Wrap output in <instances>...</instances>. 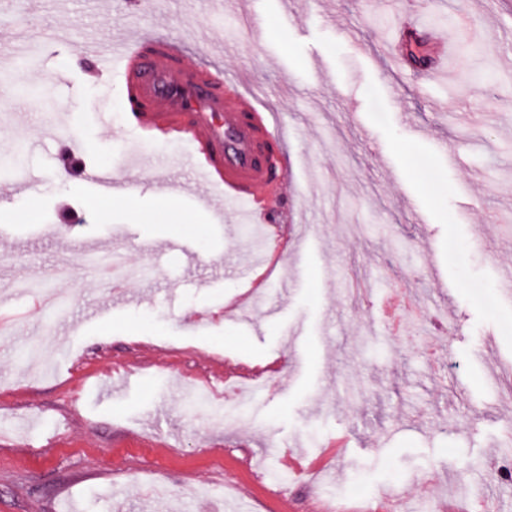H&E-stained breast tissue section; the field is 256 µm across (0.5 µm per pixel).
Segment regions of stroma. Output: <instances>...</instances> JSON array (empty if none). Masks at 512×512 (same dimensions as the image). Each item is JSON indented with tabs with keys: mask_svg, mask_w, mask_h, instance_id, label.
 <instances>
[{
	"mask_svg": "<svg viewBox=\"0 0 512 512\" xmlns=\"http://www.w3.org/2000/svg\"><path fill=\"white\" fill-rule=\"evenodd\" d=\"M412 14L421 27H407ZM480 21L486 47L446 61L435 37L457 14L435 0H149L137 13L115 0L104 15L84 0L0 5V52L23 56L11 84L42 76L35 109L0 112L34 179L0 174V208L35 212L0 235V304L16 317L0 330V512H309L322 498L375 508L385 490L425 512L476 489L512 512V483L484 473L512 454V297L500 288L512 268V0H488ZM152 29L222 43L225 75H252L287 131L292 174L256 203L278 233L237 205H206L202 181L181 184L176 136L124 130L121 76L89 58ZM54 113L86 166L136 173L152 222L78 173L61 178L67 146L42 125ZM140 145L169 162L176 211L162 210L151 171L128 166ZM89 248L120 249L148 274L112 289L82 263ZM247 268L272 273L249 303ZM24 278L74 300L68 336L11 294ZM402 298L426 317L388 334L377 302ZM93 303L109 314L84 320ZM36 344L72 358L42 376L21 359ZM255 361L278 363V383L238 418L218 426L209 406L181 401L183 381L220 391L225 364ZM339 436L334 473L277 494L269 475L289 446L320 459Z\"/></svg>",
	"mask_w": 512,
	"mask_h": 512,
	"instance_id": "obj_1",
	"label": "stroma"
}]
</instances>
